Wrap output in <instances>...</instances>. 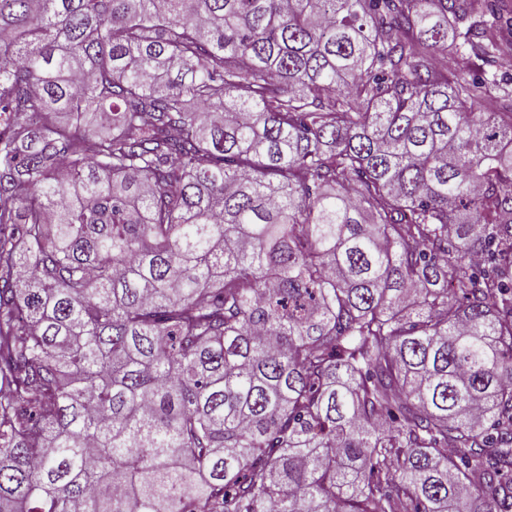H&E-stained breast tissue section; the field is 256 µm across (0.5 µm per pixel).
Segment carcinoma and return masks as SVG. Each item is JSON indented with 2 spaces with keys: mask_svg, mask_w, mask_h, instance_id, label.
Returning <instances> with one entry per match:
<instances>
[{
  "mask_svg": "<svg viewBox=\"0 0 512 512\" xmlns=\"http://www.w3.org/2000/svg\"><path fill=\"white\" fill-rule=\"evenodd\" d=\"M511 63L512 0H0V512H512Z\"/></svg>",
  "mask_w": 512,
  "mask_h": 512,
  "instance_id": "obj_1",
  "label": "carcinoma"
}]
</instances>
